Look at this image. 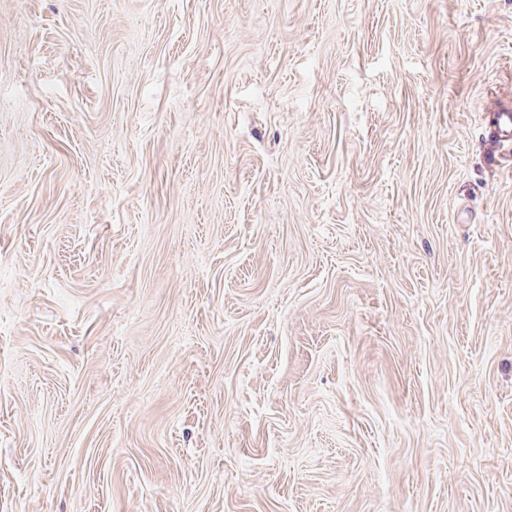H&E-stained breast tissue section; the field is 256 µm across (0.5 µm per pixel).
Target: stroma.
<instances>
[{
    "mask_svg": "<svg viewBox=\"0 0 512 512\" xmlns=\"http://www.w3.org/2000/svg\"><path fill=\"white\" fill-rule=\"evenodd\" d=\"M512 0H0V512H512ZM487 125L494 134L495 140L502 147H512V104L501 102L494 105L486 113Z\"/></svg>",
    "mask_w": 512,
    "mask_h": 512,
    "instance_id": "obj_1",
    "label": "stroma"
}]
</instances>
